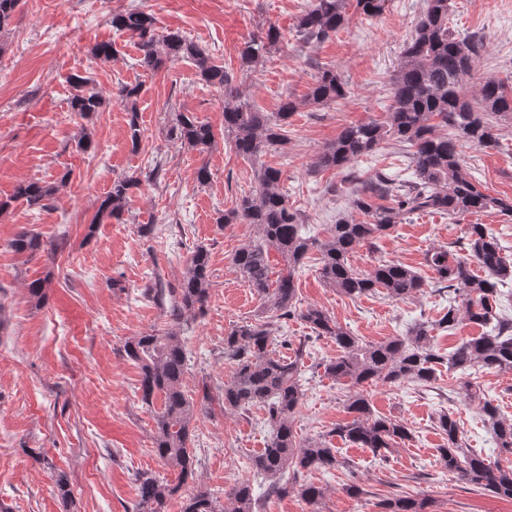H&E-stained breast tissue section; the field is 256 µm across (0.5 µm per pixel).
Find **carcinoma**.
I'll return each instance as SVG.
<instances>
[{
  "label": "carcinoma",
  "mask_w": 512,
  "mask_h": 512,
  "mask_svg": "<svg viewBox=\"0 0 512 512\" xmlns=\"http://www.w3.org/2000/svg\"><path fill=\"white\" fill-rule=\"evenodd\" d=\"M387 0H310L299 18L298 32L306 42H319L341 29L348 20L347 7L366 17L381 14ZM449 0H425L411 37L404 43L400 63L392 82L393 104L381 122L370 121L343 128L336 138L316 155L313 166L320 171H343L355 160L372 154L386 140L410 148L412 179L401 184L378 173L370 178L351 202L362 216L341 217L327 229L325 238L308 234L297 210L288 204L282 191V171L263 166L257 171V189L241 196L235 207L224 213V223L253 224L257 237L243 244L232 262L240 278L263 300V312L278 319L296 315L313 334L331 339L338 348L335 357L323 363L324 374L338 383L356 388L346 401L351 418L327 434L302 439L293 427L296 411L302 406L305 389L297 349L296 358H284L272 349L276 337L270 322L259 319L236 327L224 337V359L232 363V379L224 384V410L264 411L270 427L266 447L249 457L250 468L273 479L270 491L286 495L297 476L313 471H329L341 464L338 449L329 439L340 438L357 448L369 449L373 456L386 459L396 444L410 438L409 429L396 419L377 415L362 386L413 382L432 387L439 368L461 376L460 389L470 400L482 402L483 423L496 440L499 451L512 454V420L504 418L498 406L482 399L469 381L476 366L500 373H512V317L502 313L501 287L512 282V262L502 255L499 240L484 224H471L466 253L447 247L430 250L426 264L435 274V283L448 288L447 311L433 324L414 325L403 336L366 344L341 326L322 308L309 305L297 309V275L311 251L319 255V274L324 283L351 298L384 295L394 301L415 298L430 287L418 271L401 263L380 261L366 273L354 270L349 255L358 247L373 245L387 235L404 216L428 212L453 217L496 211L512 213V198L488 194L475 180L462 157L460 147L496 149L499 137L496 123L512 118V87L495 79L484 81L468 95L464 80L483 40L461 35L448 26ZM112 27L137 39L140 66L158 70L165 61L186 59L200 79L224 91V138L235 153L253 159L267 151L288 145V119L298 103L281 101L278 111L263 112L240 99L224 66L197 44L178 32L159 37L154 18L137 9L112 14ZM280 39L278 29L248 41L240 52L242 66L251 69ZM71 111L88 117L100 111L106 99L84 77L71 81ZM142 86L120 85L113 98L129 112V138L132 148L142 140L137 121V101ZM345 96L341 79L331 69L319 71L304 102L325 105ZM177 137L185 146L203 152L214 141L212 127L185 116L177 127ZM140 180L121 177L99 202L92 223L103 218H119L128 204L130 190ZM52 188L38 182L17 186L13 198L23 199L31 208L45 209ZM17 253L34 252L42 247L38 237L19 233L11 242ZM277 252L284 268L270 280L269 253ZM482 274L476 275L471 263ZM209 253L194 248L182 283L178 288L157 284L145 295L159 303L167 302L177 322L204 311L210 296ZM482 329L442 354L432 343L435 328L452 330L461 323ZM126 357L140 370L141 401L148 407L161 400L156 412L154 452L166 465L178 471L177 481H164L150 473L136 475L138 495L132 512H164L168 500L177 496L184 484L196 480L198 459L192 445L193 421L197 406L183 390V379L190 363L182 336L176 331L162 335L135 336L124 344ZM437 427L446 436L447 446L439 449L448 472L475 488L512 499V467L492 466L463 448L460 423L448 412L439 414ZM299 494L321 512L324 488L314 483L300 485ZM381 512H426L422 499L399 496L380 503ZM181 512H261L260 499L249 482L235 484L226 494L225 505L210 489L198 486L183 502Z\"/></svg>",
  "instance_id": "cac0c4a2"
}]
</instances>
